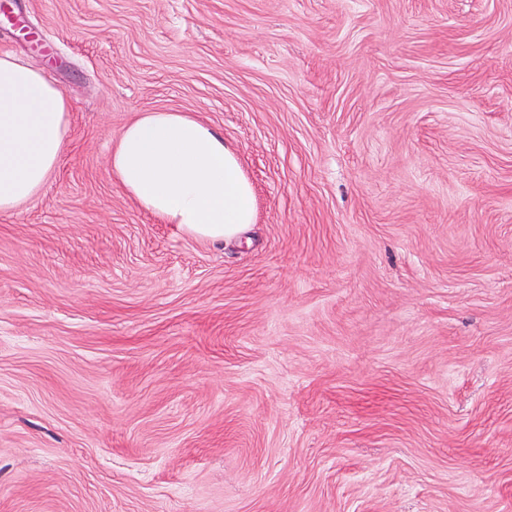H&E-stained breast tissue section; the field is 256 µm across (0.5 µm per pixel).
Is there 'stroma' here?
I'll return each instance as SVG.
<instances>
[{
    "instance_id": "35a3bbf8",
    "label": "stroma",
    "mask_w": 512,
    "mask_h": 512,
    "mask_svg": "<svg viewBox=\"0 0 512 512\" xmlns=\"http://www.w3.org/2000/svg\"><path fill=\"white\" fill-rule=\"evenodd\" d=\"M71 100L0 213V512H512V0H0ZM223 136L248 240L114 182ZM110 173L143 211L220 243L254 223V191L236 152L196 117L142 112L122 132Z\"/></svg>"
}]
</instances>
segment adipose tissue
Returning a JSON list of instances; mask_svg holds the SVG:
<instances>
[{"label":"adipose tissue","mask_w":512,"mask_h":512,"mask_svg":"<svg viewBox=\"0 0 512 512\" xmlns=\"http://www.w3.org/2000/svg\"><path fill=\"white\" fill-rule=\"evenodd\" d=\"M70 105L34 68L0 53V213L39 194L66 152ZM110 173L143 211L220 243L254 221V191L236 152L196 117L141 113L122 132Z\"/></svg>","instance_id":"obj_1"}]
</instances>
